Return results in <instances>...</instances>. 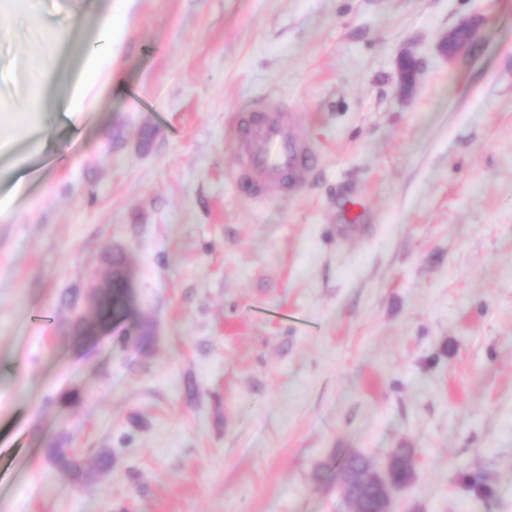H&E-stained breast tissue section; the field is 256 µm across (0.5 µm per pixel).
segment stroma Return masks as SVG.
<instances>
[{
	"mask_svg": "<svg viewBox=\"0 0 512 512\" xmlns=\"http://www.w3.org/2000/svg\"><path fill=\"white\" fill-rule=\"evenodd\" d=\"M38 10L0 20V512H353L338 463L403 447L390 512H512V0ZM54 29L53 109L19 111ZM260 98L317 165L253 200L229 144ZM115 255L136 314L79 338ZM477 38V26L473 23H464L442 34L438 40L437 49L441 55L448 58L467 49ZM390 471L395 482L403 487L410 485L415 476L416 451L413 448H397L390 457Z\"/></svg>",
	"mask_w": 512,
	"mask_h": 512,
	"instance_id": "stroma-1",
	"label": "stroma"
}]
</instances>
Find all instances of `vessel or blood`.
I'll use <instances>...</instances> for the list:
<instances>
[{"mask_svg": "<svg viewBox=\"0 0 512 512\" xmlns=\"http://www.w3.org/2000/svg\"><path fill=\"white\" fill-rule=\"evenodd\" d=\"M232 148L238 157L235 183L254 198L295 191L298 176L314 163L299 132V116L285 104L253 101L236 118Z\"/></svg>", "mask_w": 512, "mask_h": 512, "instance_id": "vessel-or-blood-1", "label": "vessel or blood"}]
</instances>
